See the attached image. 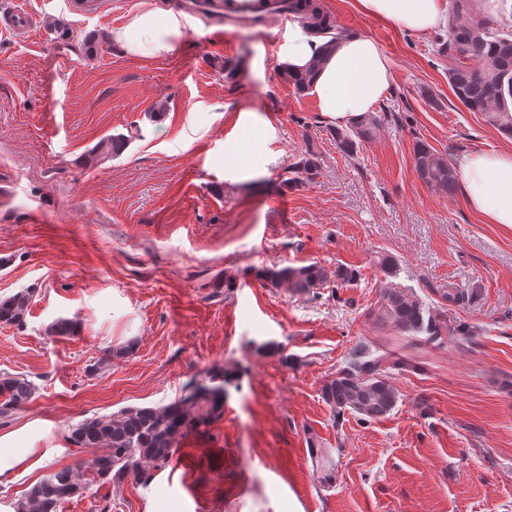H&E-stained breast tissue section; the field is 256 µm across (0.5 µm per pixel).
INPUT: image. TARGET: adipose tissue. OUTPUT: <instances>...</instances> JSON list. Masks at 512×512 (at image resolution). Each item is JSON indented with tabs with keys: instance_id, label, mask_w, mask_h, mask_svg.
I'll return each instance as SVG.
<instances>
[{
	"instance_id": "adipose-tissue-1",
	"label": "adipose tissue",
	"mask_w": 512,
	"mask_h": 512,
	"mask_svg": "<svg viewBox=\"0 0 512 512\" xmlns=\"http://www.w3.org/2000/svg\"><path fill=\"white\" fill-rule=\"evenodd\" d=\"M367 13L413 32L445 23L439 0H358ZM184 23L175 13L145 5L128 25L114 30L113 44L126 54L155 57L173 50ZM288 71L313 70L310 87L326 120L339 125L372 111L391 82V63L378 42L348 34L336 41L297 27L280 50ZM457 181L468 206L489 223L512 227V152L474 151L463 155ZM52 426L34 419L0 433V486L37 478L60 459L63 449L51 442Z\"/></svg>"
}]
</instances>
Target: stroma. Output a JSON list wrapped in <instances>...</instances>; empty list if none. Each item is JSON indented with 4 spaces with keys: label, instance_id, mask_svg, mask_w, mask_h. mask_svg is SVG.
I'll return each mask as SVG.
<instances>
[{
    "label": "stroma",
    "instance_id": "35a3bbf8",
    "mask_svg": "<svg viewBox=\"0 0 512 512\" xmlns=\"http://www.w3.org/2000/svg\"><path fill=\"white\" fill-rule=\"evenodd\" d=\"M26 2L39 29L0 36V300L27 290L32 301L21 323H0V374L37 390L0 432L49 420L60 465H73L92 452L71 445L72 425L167 404L220 369L223 417L181 438L167 468L191 512H512V227L413 170L419 140L452 164L512 151L452 94L447 27L409 32L358 0H320L392 63L383 125L349 156L284 75L294 21L192 17L172 52L142 58L110 41L140 0H101L95 15ZM245 109L262 126L240 127ZM133 125L141 135L120 155L88 164L100 139ZM235 139L262 144L245 175L225 162ZM310 145L317 175L288 187ZM313 262L354 277L312 297L259 275ZM390 287L469 327L468 341L415 347L376 322ZM60 319L75 333L51 334ZM361 343L415 368L386 369L399 393L389 415L337 423L321 387ZM81 480L60 512H143L140 483L104 485L89 469Z\"/></svg>",
    "mask_w": 512,
    "mask_h": 512
}]
</instances>
